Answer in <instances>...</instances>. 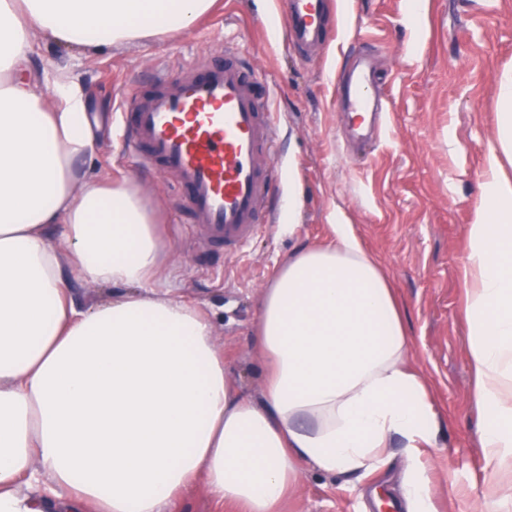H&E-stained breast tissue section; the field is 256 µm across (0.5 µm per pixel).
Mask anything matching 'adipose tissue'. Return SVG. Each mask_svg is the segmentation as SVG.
I'll list each match as a JSON object with an SVG mask.
<instances>
[{
	"label": "adipose tissue",
	"instance_id": "1",
	"mask_svg": "<svg viewBox=\"0 0 512 512\" xmlns=\"http://www.w3.org/2000/svg\"><path fill=\"white\" fill-rule=\"evenodd\" d=\"M213 0H0V512H163L196 480L215 502L279 512L307 471L410 462L407 512H425L421 460L440 430L396 291L353 225L305 244L262 293L260 399L225 372L207 309L157 285L155 212L129 180L90 178V98L36 70L58 45L140 42L191 27ZM466 228L463 283L490 493L512 471V70ZM121 288L77 309L68 278Z\"/></svg>",
	"mask_w": 512,
	"mask_h": 512
}]
</instances>
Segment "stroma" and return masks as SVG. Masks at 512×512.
Segmentation results:
<instances>
[{
  "mask_svg": "<svg viewBox=\"0 0 512 512\" xmlns=\"http://www.w3.org/2000/svg\"><path fill=\"white\" fill-rule=\"evenodd\" d=\"M329 28L327 48L305 60L286 42L276 0H217L191 30L135 45L76 52L36 32L32 46L38 65L68 66L91 89L96 143L84 168L130 180L158 211L164 285L212 313L215 343L237 386L261 394L253 329L262 290L282 260L301 244L325 241L335 221L355 225L397 290L413 360L442 420L436 447L423 457L430 512H512L511 490L486 496L461 314L466 227L495 141L497 78L512 67V0H336ZM228 34L273 89L284 128L283 191L295 203L230 260L202 249L189 225L178 223L166 180L133 167L113 120L123 97L149 82L154 62L178 69ZM361 51L379 62L375 91L389 118L379 138L356 154L345 149L336 73ZM407 471L396 445L387 466L365 479L306 473L283 509L377 512L373 488L403 494Z\"/></svg>",
  "mask_w": 512,
  "mask_h": 512,
  "instance_id": "stroma-1",
  "label": "stroma"
}]
</instances>
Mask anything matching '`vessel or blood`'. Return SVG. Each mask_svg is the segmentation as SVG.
<instances>
[{
	"label": "vessel or blood",
	"mask_w": 512,
	"mask_h": 512,
	"mask_svg": "<svg viewBox=\"0 0 512 512\" xmlns=\"http://www.w3.org/2000/svg\"><path fill=\"white\" fill-rule=\"evenodd\" d=\"M284 34L305 55L325 45L333 0H280ZM374 70L359 58L337 76L339 109L367 138L385 110L370 96ZM122 139L135 167L171 180L181 213L206 247L239 256L275 215L269 199L282 182L275 162L278 118L241 48L225 41L220 60L172 73L159 67L149 88L120 108Z\"/></svg>",
	"instance_id": "1"
}]
</instances>
